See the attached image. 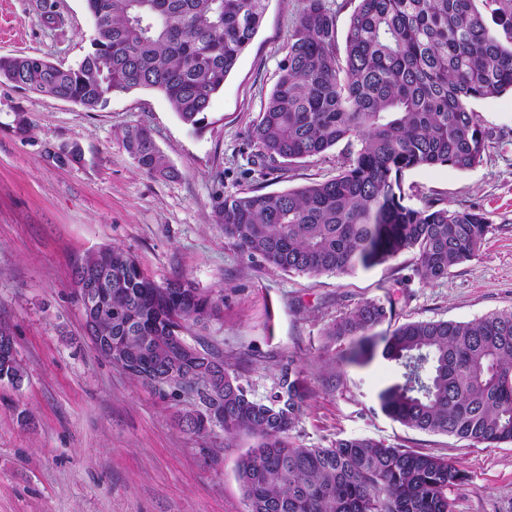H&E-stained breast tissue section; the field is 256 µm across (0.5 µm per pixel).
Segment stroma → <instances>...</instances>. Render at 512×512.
I'll return each instance as SVG.
<instances>
[{
  "mask_svg": "<svg viewBox=\"0 0 512 512\" xmlns=\"http://www.w3.org/2000/svg\"><path fill=\"white\" fill-rule=\"evenodd\" d=\"M299 7L300 0H269L200 134L156 91L115 93L88 112L0 84V327L26 368L21 386L0 382V512H246L235 470L250 438L185 432L178 403L131 379L85 339L72 277L87 255L112 246L158 284L186 277L222 299L221 317L185 336L223 356L255 398L295 365L305 400L291 434L296 444L366 437L440 456L463 475L448 491L453 512H512V442L475 444L402 426L376 401L399 370L380 358L340 364L347 342L324 335L372 299L396 301L387 331L512 309V94L471 104L493 142L480 165L421 166L405 175L409 205L473 207L490 222L480 251L446 277L420 280L411 252L347 276L271 268L225 239L212 194L285 191L340 171L336 147L264 175L252 163L247 132L278 79ZM94 36L86 0H0L2 56L74 67ZM131 125L151 132L176 177L138 169L121 143ZM63 144L77 145L80 160L59 163L54 152Z\"/></svg>",
  "mask_w": 512,
  "mask_h": 512,
  "instance_id": "35a3bbf8",
  "label": "stroma"
}]
</instances>
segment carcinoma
Here are the masks:
<instances>
[{"instance_id": "cac0c4a2", "label": "carcinoma", "mask_w": 512, "mask_h": 512, "mask_svg": "<svg viewBox=\"0 0 512 512\" xmlns=\"http://www.w3.org/2000/svg\"><path fill=\"white\" fill-rule=\"evenodd\" d=\"M269 0H87L96 37L76 68L39 56H0V76L26 91L87 111L109 95L159 91L195 131L206 127L213 96L256 35ZM512 91V0H357L339 47L337 10L302 0L288 53L260 119L248 131L256 164L313 157L340 145L335 178L281 192L212 197L224 236L251 259L308 277L351 275L399 254L416 255L425 282L480 249L489 221L476 209L404 204L403 176L420 166L469 170L492 141L470 104ZM138 168L169 177L173 169L150 132L122 133ZM112 255V322L97 321L98 353L112 341L140 365L171 374L179 387L209 380L184 416L224 402V435L254 439L239 459L247 512H452L448 488L460 470L431 454L372 438H338L329 447L291 441L304 397L293 368L279 390L256 399L205 348L186 365L169 348L171 330L206 325L217 302L192 281L162 287L119 248L88 255L98 269ZM394 302L365 301L324 330L349 343L342 359L376 356L401 371L378 395L381 411L403 426L480 444L512 442V310L478 320L383 324ZM18 358L0 361V382L22 381Z\"/></svg>"}]
</instances>
